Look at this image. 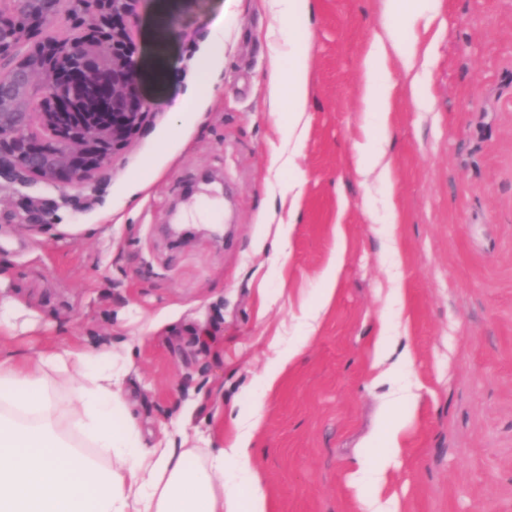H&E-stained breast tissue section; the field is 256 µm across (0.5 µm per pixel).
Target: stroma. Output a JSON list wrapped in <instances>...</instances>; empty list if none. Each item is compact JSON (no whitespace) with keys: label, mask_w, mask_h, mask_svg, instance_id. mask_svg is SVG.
<instances>
[{"label":"stroma","mask_w":512,"mask_h":512,"mask_svg":"<svg viewBox=\"0 0 512 512\" xmlns=\"http://www.w3.org/2000/svg\"><path fill=\"white\" fill-rule=\"evenodd\" d=\"M440 6L424 35L433 109L417 111L403 86L390 114L392 228L352 150L382 0H312L297 26L310 95L293 217L290 174L272 164L288 117L270 107L269 53L288 39L271 0H142L151 121L90 185L20 191L0 178V295L29 313L0 347L128 348L125 397L148 441L186 417L221 445L262 395L254 465L270 512H360L375 494L398 512H512V0ZM216 28L224 58L201 91L195 64ZM149 170L157 179L138 190ZM339 247L336 297L306 336L301 317ZM382 316L420 399L377 487L354 476L386 446L392 388L371 370ZM274 339L300 352L264 393Z\"/></svg>","instance_id":"obj_1"}]
</instances>
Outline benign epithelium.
<instances>
[{"instance_id": "7a95c632", "label": "benign epithelium", "mask_w": 512, "mask_h": 512, "mask_svg": "<svg viewBox=\"0 0 512 512\" xmlns=\"http://www.w3.org/2000/svg\"><path fill=\"white\" fill-rule=\"evenodd\" d=\"M62 2L0 0V177L22 187L91 183L151 115L138 89L142 0H72L68 41L45 34Z\"/></svg>"}]
</instances>
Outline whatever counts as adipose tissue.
<instances>
[{
	"label": "adipose tissue",
	"mask_w": 512,
	"mask_h": 512,
	"mask_svg": "<svg viewBox=\"0 0 512 512\" xmlns=\"http://www.w3.org/2000/svg\"><path fill=\"white\" fill-rule=\"evenodd\" d=\"M439 8L440 0H383V22L360 59L364 123L355 151L363 179L393 183L386 153L396 72L407 78L419 110L431 109L422 81L430 50L415 30ZM269 79L274 102L288 111V154L273 163L291 168L310 82L308 52L296 38L288 40L287 57L271 53ZM130 365L109 346L0 352V512H270L253 464L261 403L240 416L221 447L205 446L186 418L148 442L125 415Z\"/></svg>",
	"instance_id": "1"
}]
</instances>
